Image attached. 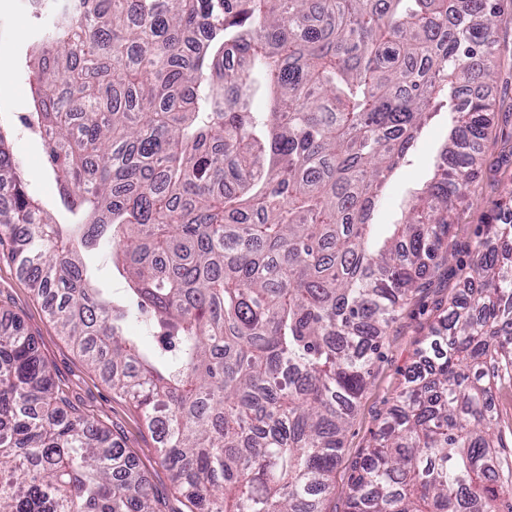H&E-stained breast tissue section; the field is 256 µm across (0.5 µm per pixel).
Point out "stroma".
I'll use <instances>...</instances> for the list:
<instances>
[{"label": "stroma", "instance_id": "obj_1", "mask_svg": "<svg viewBox=\"0 0 512 512\" xmlns=\"http://www.w3.org/2000/svg\"><path fill=\"white\" fill-rule=\"evenodd\" d=\"M40 25L30 0H0V116L13 129L11 149L25 171L29 189L57 220L68 213L59 204L52 172L44 165V140L29 132L22 119L33 111L29 67L31 41ZM500 67L488 93L495 104L487 136L481 146V167L471 187L470 201L454 224L450 243L453 258L431 276L425 288L410 297L389 329L380 356L351 420L325 512H346L353 467L372 442L373 434L404 382L414 351L434 321L441 302L456 290L472 260L473 248L490 224L512 220V21L497 33ZM448 131L445 115H437L418 139L408 162L384 190L374 221L394 224L406 208L411 192L431 177L437 151ZM0 319H16L35 341L49 365L53 382L73 412L90 418L125 448L136 468L147 476L160 512H189V504L162 465L157 442L140 412L112 392L98 371L60 336L41 300L33 296L8 250L0 249Z\"/></svg>", "mask_w": 512, "mask_h": 512}]
</instances>
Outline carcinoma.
<instances>
[{
  "label": "carcinoma",
  "mask_w": 512,
  "mask_h": 512,
  "mask_svg": "<svg viewBox=\"0 0 512 512\" xmlns=\"http://www.w3.org/2000/svg\"><path fill=\"white\" fill-rule=\"evenodd\" d=\"M505 22L499 0H79L32 42L24 126L70 223L30 194L0 120V233L61 335L141 412L190 512H323L387 330L452 255ZM441 109L434 180L381 233L383 186ZM90 252L128 280L122 295L99 287ZM460 287L356 462L346 512H512L494 401L512 374L511 223L488 225ZM146 312L152 351L126 331ZM0 512H159L13 321Z\"/></svg>",
  "instance_id": "cac0c4a2"
}]
</instances>
